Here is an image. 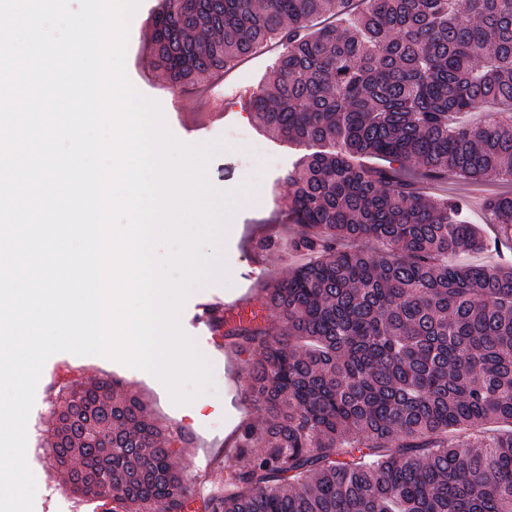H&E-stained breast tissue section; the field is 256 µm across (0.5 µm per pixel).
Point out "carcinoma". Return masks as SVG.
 Here are the masks:
<instances>
[{"instance_id": "1", "label": "carcinoma", "mask_w": 512, "mask_h": 512, "mask_svg": "<svg viewBox=\"0 0 512 512\" xmlns=\"http://www.w3.org/2000/svg\"><path fill=\"white\" fill-rule=\"evenodd\" d=\"M153 18L175 87L278 46L255 119L336 150L286 176L309 260L258 286L281 332H223L263 414L221 489L195 503L170 462L191 437L112 378L70 382L55 412L70 491L110 488L112 512H512V265L454 261L484 246L463 203L403 175L512 182V0H160ZM484 208L511 240L512 193Z\"/></svg>"}]
</instances>
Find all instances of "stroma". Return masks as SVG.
Returning a JSON list of instances; mask_svg holds the SVG:
<instances>
[{"label": "stroma", "instance_id": "obj_1", "mask_svg": "<svg viewBox=\"0 0 512 512\" xmlns=\"http://www.w3.org/2000/svg\"><path fill=\"white\" fill-rule=\"evenodd\" d=\"M158 0H140L129 22L126 71L132 83L146 97L156 101L170 133L180 142L198 145L201 142L223 141V149L211 160L209 180L220 190H232L242 182L250 187L234 206L223 237L226 263L222 272L207 283L194 288L187 296L179 315L182 331L191 337L198 354L211 366L214 386L207 402L200 409L184 412L182 405L168 398V390L160 379L139 370L99 356H77L60 352L44 364L35 401L27 424V462L36 479L34 512H95V502L77 501L63 482L56 468L47 464L42 453L52 426L55 394L58 390L52 376L65 364L75 368L83 378H116L120 389L146 400L155 420L170 429L190 432L192 441L177 449L173 462L184 470L206 466L202 487L212 490L219 476L208 466L209 461L223 460L226 468L236 461L225 441L245 416L259 417L257 406L246 402L241 393V374L245 372L243 357L232 351H217L212 344L198 338L193 325L198 303L219 297L223 299L249 294L258 281L253 251L266 226L276 225L281 235L276 247L267 252L270 264L279 275H287L292 266L300 264L297 256H283L282 248L295 235L296 225L282 221V206L289 187L284 176L292 164L305 153L304 147L274 141L254 120L249 101L253 90L261 85L273 68L277 49L250 58L221 82L224 89V123L212 128L205 137L187 133V125L203 119L206 103L202 98L204 85L171 86L162 69L157 68L145 50L151 14ZM429 195L463 201L466 217L476 224L486 241V248L466 255L469 263L508 262L512 260V244L498 240L483 209L486 187L460 180L431 181Z\"/></svg>", "mask_w": 512, "mask_h": 512}]
</instances>
